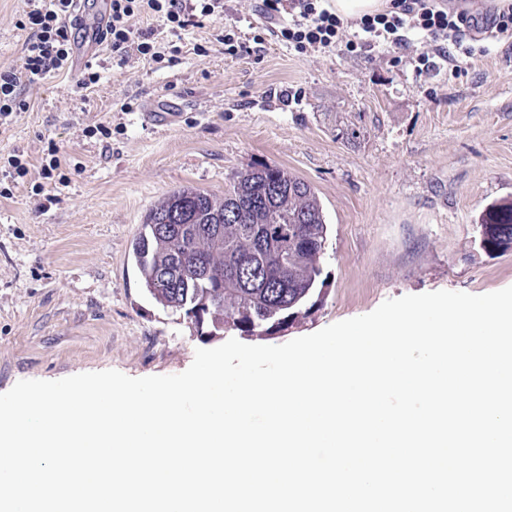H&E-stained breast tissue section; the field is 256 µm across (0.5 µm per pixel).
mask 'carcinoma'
Masks as SVG:
<instances>
[{
    "label": "carcinoma",
    "instance_id": "cac0c4a2",
    "mask_svg": "<svg viewBox=\"0 0 512 512\" xmlns=\"http://www.w3.org/2000/svg\"><path fill=\"white\" fill-rule=\"evenodd\" d=\"M479 234L484 251H511L512 203L487 209ZM326 239L311 186L265 165L235 177L222 197L168 193L149 211L133 255L146 291L196 335L263 337L316 305Z\"/></svg>",
    "mask_w": 512,
    "mask_h": 512
}]
</instances>
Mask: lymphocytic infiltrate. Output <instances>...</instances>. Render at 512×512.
<instances>
[{
  "label": "lymphocytic infiltrate",
  "mask_w": 512,
  "mask_h": 512,
  "mask_svg": "<svg viewBox=\"0 0 512 512\" xmlns=\"http://www.w3.org/2000/svg\"><path fill=\"white\" fill-rule=\"evenodd\" d=\"M324 2L259 0L266 35L254 36L248 43L241 40L236 26L229 24L215 39L223 44L225 54L238 56L259 53L269 35L299 53L331 51L340 46L349 52L387 45L406 48L416 38L423 50L415 59V70L423 74L441 70L457 57H471L469 32L512 35V4L477 15L466 9L449 11L448 0H390L389 10L361 18L357 30L351 32ZM25 5L23 26L29 37L22 65L0 72L1 127L12 124L18 113L26 111L24 81L51 78L69 70L74 32L79 27L75 0H25ZM223 9V0H112L104 40L120 58L135 55L158 62L171 45L154 30L138 27V18L162 19L175 33L202 24L204 19H217Z\"/></svg>",
  "instance_id": "1"
}]
</instances>
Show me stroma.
Listing matches in <instances>:
<instances>
[{
    "instance_id": "35a3bbf8",
    "label": "stroma",
    "mask_w": 512,
    "mask_h": 512,
    "mask_svg": "<svg viewBox=\"0 0 512 512\" xmlns=\"http://www.w3.org/2000/svg\"><path fill=\"white\" fill-rule=\"evenodd\" d=\"M24 8L0 0V71L21 64ZM484 46L458 74L420 75L417 44L299 54L270 36L235 57L207 23L182 32L169 62L103 48L91 89L73 72L25 84L27 111L0 128V156L29 168L0 197V393L110 369L178 374L223 344L151 298L132 242L168 192L220 197L264 165L307 182L327 224L322 303L266 344L409 294L512 286V251L479 245L485 211L512 202V38ZM51 141L61 166L46 179Z\"/></svg>"
}]
</instances>
